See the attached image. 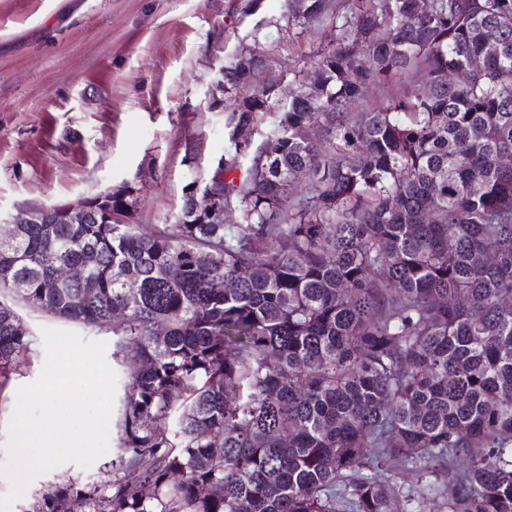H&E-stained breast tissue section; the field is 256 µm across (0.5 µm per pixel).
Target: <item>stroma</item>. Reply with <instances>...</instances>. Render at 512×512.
<instances>
[{
	"instance_id": "stroma-1",
	"label": "stroma",
	"mask_w": 512,
	"mask_h": 512,
	"mask_svg": "<svg viewBox=\"0 0 512 512\" xmlns=\"http://www.w3.org/2000/svg\"><path fill=\"white\" fill-rule=\"evenodd\" d=\"M284 0H0V215L128 187L144 227L177 215L224 155V66L261 44L306 68L336 35L324 17L286 29ZM29 362L0 394V462L16 394L38 379L42 331L70 330L19 307ZM112 457L36 476L11 512L49 486L112 477Z\"/></svg>"
}]
</instances>
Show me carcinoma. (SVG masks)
Masks as SVG:
<instances>
[{
    "instance_id": "carcinoma-1",
    "label": "carcinoma",
    "mask_w": 512,
    "mask_h": 512,
    "mask_svg": "<svg viewBox=\"0 0 512 512\" xmlns=\"http://www.w3.org/2000/svg\"><path fill=\"white\" fill-rule=\"evenodd\" d=\"M347 2L318 94L255 48L224 66L204 186L236 223L200 189L146 231L118 190L0 238V391L18 303L111 332L126 372L114 478L28 512H512V0ZM205 206L208 224H232L237 219L233 213L224 217V193H210L206 197Z\"/></svg>"
}]
</instances>
